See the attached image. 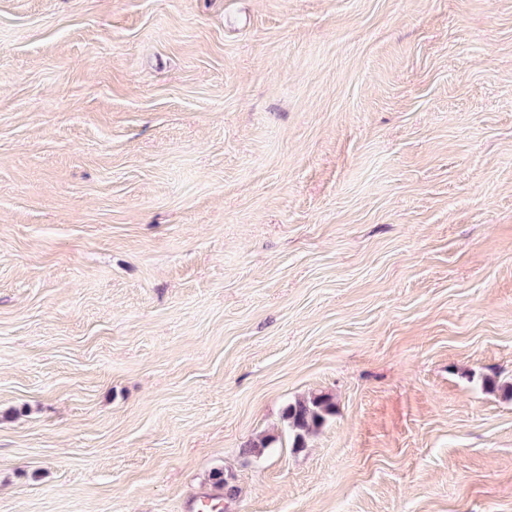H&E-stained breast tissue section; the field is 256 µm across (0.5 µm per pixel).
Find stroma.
<instances>
[{"label":"stroma","instance_id":"obj_1","mask_svg":"<svg viewBox=\"0 0 512 512\" xmlns=\"http://www.w3.org/2000/svg\"><path fill=\"white\" fill-rule=\"evenodd\" d=\"M511 383L512 0H0V512H512ZM333 408L331 399L324 395L298 399L288 404L283 420L294 435L296 448L304 447L306 438L325 423Z\"/></svg>","mask_w":512,"mask_h":512}]
</instances>
